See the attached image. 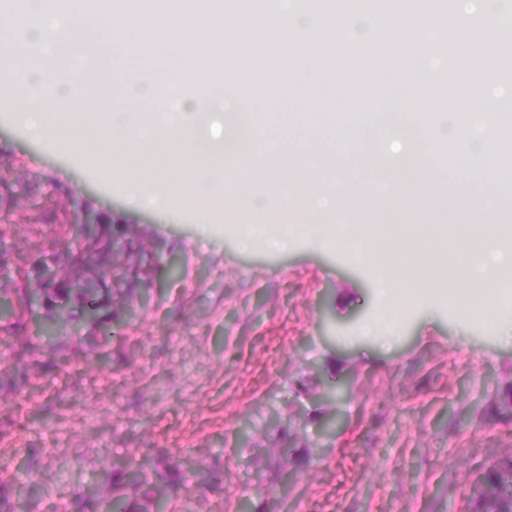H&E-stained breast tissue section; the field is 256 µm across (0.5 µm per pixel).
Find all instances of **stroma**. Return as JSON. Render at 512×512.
Returning a JSON list of instances; mask_svg holds the SVG:
<instances>
[{"mask_svg":"<svg viewBox=\"0 0 512 512\" xmlns=\"http://www.w3.org/2000/svg\"><path fill=\"white\" fill-rule=\"evenodd\" d=\"M333 47L375 32L379 15L408 14L407 0H343L333 12L305 4ZM54 72L97 90L126 71L151 68L162 78L190 77L184 56L126 57L112 45H62ZM456 57L411 50L386 69L363 62L353 72L298 82L281 68L241 74V91L276 99L277 139L238 137L253 126L251 110L225 102L224 142L258 163L280 156L284 179L311 155L317 188L341 187L338 219L354 223L355 200L374 212L376 170L389 153L370 139L389 112L363 114L356 138L332 146L305 112L310 98L327 111L351 112L353 86L372 83L381 103L408 88L474 112H497V94L481 77L456 82ZM21 86L0 80V289L17 271L66 257L77 241L64 227L87 213L100 224L139 227L157 251L179 258L178 279L139 290L118 310L109 337L74 322L55 349L34 340L51 312L37 304L0 318V339L14 360L0 365V504L6 512H130L144 491L116 469L165 472L183 482H157L168 512H463L467 494L491 464L512 452V303L494 305L489 323L450 310L454 270L418 299L396 337L370 331L387 301L375 286L378 267L356 261L336 241L298 233L287 248L247 239L245 225L264 224L253 208L262 175L224 200L223 218L188 205L147 209L119 176L89 166L80 146L33 137L16 112ZM491 151L449 154L440 167L434 146L418 161L441 173L414 186L425 206L433 195L456 210L468 174ZM344 387L336 403L323 391ZM93 421L69 428L78 415ZM340 416L338 437L321 436L322 419ZM297 453L284 459V444Z\"/></svg>","mask_w":512,"mask_h":512,"instance_id":"35a3bbf8","label":"stroma"}]
</instances>
